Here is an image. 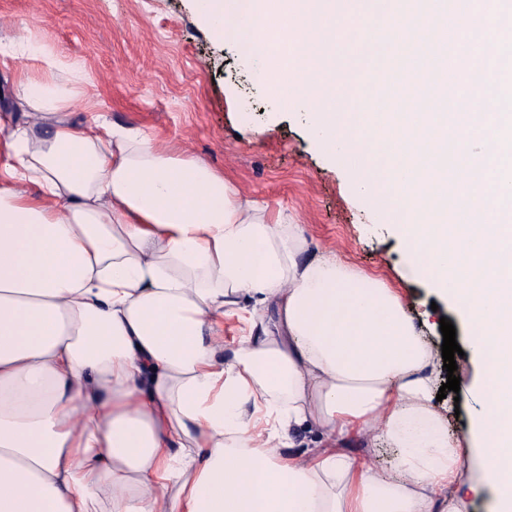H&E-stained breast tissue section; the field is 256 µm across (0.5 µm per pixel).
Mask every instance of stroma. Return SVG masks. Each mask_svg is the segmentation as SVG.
I'll return each instance as SVG.
<instances>
[{"mask_svg": "<svg viewBox=\"0 0 512 512\" xmlns=\"http://www.w3.org/2000/svg\"><path fill=\"white\" fill-rule=\"evenodd\" d=\"M30 37L65 62L83 64L80 94L68 109L76 126L103 103L112 121L134 126L173 152L222 172L269 217L286 213L311 251H331L399 294L427 348L440 353L441 319L467 347L469 328L452 303L436 302L406 261L394 224L398 203L379 180L376 201L361 198L348 168L332 163L310 135L308 107H280L258 63L200 24L194 0H0V42ZM459 392L434 408L458 436L478 407L480 368L456 359Z\"/></svg>", "mask_w": 512, "mask_h": 512, "instance_id": "obj_1", "label": "stroma"}]
</instances>
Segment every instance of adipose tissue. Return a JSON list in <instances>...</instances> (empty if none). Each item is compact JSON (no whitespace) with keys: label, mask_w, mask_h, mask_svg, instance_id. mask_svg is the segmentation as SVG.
<instances>
[{"label":"adipose tissue","mask_w":512,"mask_h":512,"mask_svg":"<svg viewBox=\"0 0 512 512\" xmlns=\"http://www.w3.org/2000/svg\"><path fill=\"white\" fill-rule=\"evenodd\" d=\"M512 0H197L216 38L306 94L310 133L378 193L368 151L393 155L408 264L471 327L481 406L461 436L432 402L440 363L379 278L313 254L207 162L98 115L74 83L21 69L17 125L0 114V512H465L461 443L512 512ZM459 21L452 42L440 33ZM400 49L401 84L461 80L466 112L335 115L349 52L336 21ZM484 38L465 49L471 27ZM303 34L289 50L281 36ZM243 322L232 350L224 318ZM323 447L284 457L296 427ZM397 448L389 480L343 450Z\"/></svg>","instance_id":"ef3b65f1"}]
</instances>
